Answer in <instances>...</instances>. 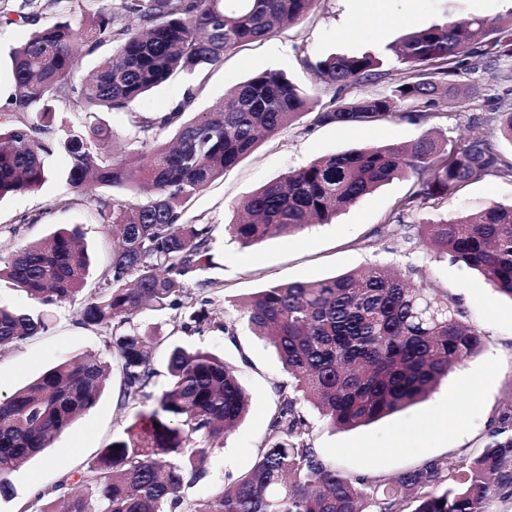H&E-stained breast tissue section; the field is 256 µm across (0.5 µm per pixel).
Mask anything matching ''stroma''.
<instances>
[{
  "label": "stroma",
  "mask_w": 512,
  "mask_h": 512,
  "mask_svg": "<svg viewBox=\"0 0 512 512\" xmlns=\"http://www.w3.org/2000/svg\"><path fill=\"white\" fill-rule=\"evenodd\" d=\"M21 0H0V104L11 92L12 48L24 43L31 27L17 17ZM391 17L380 23L366 0H315L308 14L293 25H283L267 38L227 52L222 64L203 73H180L155 88L130 109L105 113L116 135L115 156L133 148L136 126L156 115L183 110L185 117L219 103L226 90L252 73L282 70L307 87L315 110L364 94L383 92L385 83H353L344 88L320 82L310 65L331 54L376 53L411 30L475 16L505 24L512 21V0H388ZM454 82L462 97L440 104L438 115L424 124L406 119L409 104L398 105L394 117L377 123L317 125L304 115L296 125L260 141L236 166L225 171L195 196L186 217L212 227L210 287L190 280L185 303L226 308L234 321L232 334L216 329L185 334L174 310H145L141 327H159L153 361L164 369L168 348L178 342L211 351L236 367L252 395L250 413L224 447L209 459L206 477L194 488L207 496L215 485L248 471L258 448L264 446L278 406V391L286 376L272 347L251 333L246 319L233 306L261 288L295 281L338 276L381 265L406 268L416 265L424 282L454 298L465 322L484 336L481 353L453 368L428 399L375 423L353 430L331 428L316 410L307 439L319 458L354 475L384 478L416 468L430 460L447 461L456 468L466 457L483 451L488 435L512 400V300L495 292L477 272L432 251L413 248L403 230L389 224L395 202L411 188L400 178L378 188L338 213L328 224L306 228L295 235L276 236L244 246L233 240L225 226L235 219L234 207L269 181L302 167L315 158L367 146L403 144L425 129L441 131L450 149L461 148L471 135L501 144L500 105L512 104V84L503 82L499 68L458 69ZM202 90L186 100L193 85ZM492 203L512 204V178L487 175L462 188L425 220L451 218ZM80 226L91 257L88 286L97 285L112 257V234L101 224L86 196L51 180L38 189L0 199V255L8 256L24 243L45 238L55 230ZM80 300L54 307L46 333L0 352V398L11 395L60 359L84 352L111 358L104 328L82 324ZM122 377L112 370L107 388L96 406L58 435L44 453L30 460L11 477V498H0V512H18L36 494L60 498L56 486L64 472L95 459L135 418L150 412L154 403L142 398L122 401Z\"/></svg>",
  "instance_id": "stroma-1"
}]
</instances>
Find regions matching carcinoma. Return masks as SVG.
Wrapping results in <instances>:
<instances>
[{
    "label": "carcinoma",
    "instance_id": "cac0c4a2",
    "mask_svg": "<svg viewBox=\"0 0 512 512\" xmlns=\"http://www.w3.org/2000/svg\"><path fill=\"white\" fill-rule=\"evenodd\" d=\"M117 0L78 24L71 0H53L58 20H41L34 0L19 17L33 26L11 52L12 92L0 108V199L38 188L53 175L48 158L67 153L73 189L88 192L101 223L118 236L110 267L80 308L82 323L110 331L125 400L155 398L82 471L67 472L79 493L65 512H488L491 499H512V407L484 451L450 470L441 461L369 480L322 462L309 446L308 402L333 427L353 429L424 401L456 365L484 347L481 332L462 320L456 302L410 282V273L378 265L330 278L263 288L237 304L253 333L275 348L288 376L264 447L251 468L203 498L189 494L206 477L204 462L245 419L250 395L237 370L199 348L173 346L167 383L154 392L155 336L135 322L146 304L183 307L185 279L210 268L209 224L181 221L191 199L249 154L262 136L289 127L311 108L307 89L280 70H262L230 89L224 101L187 120L169 112L140 126L172 140L153 141L148 161L108 152L111 129L89 115L129 108L176 73L213 66L224 54L260 41L283 21L296 22L313 0ZM132 14L141 29L114 28ZM114 44L89 79L76 78V51ZM512 60V22L474 17L465 25H433L405 35L389 52L331 55L316 62L323 81L387 80L383 94H366L317 112V125L353 126L387 119L409 102L408 118L427 120L442 99L456 98L450 80L460 67L479 70ZM72 88L79 128L58 122L55 92ZM428 133L408 144L355 149L317 158L268 182L239 205L246 219L225 227L248 246L272 235H293L336 214L395 178L413 176L388 223L481 273L512 299V205L420 224L406 219L434 208L484 175L512 178V162L484 138L451 152ZM118 191L108 203L90 186ZM416 231L410 235V231ZM74 226L22 246L0 260L8 280L43 306L82 290L90 261ZM47 312L0 307V350L49 329ZM232 331L223 312L200 308L181 325ZM108 361L94 354L60 360L29 384L0 399V497L9 477L92 409L106 386ZM21 512H58L38 494Z\"/></svg>",
    "mask_w": 512,
    "mask_h": 512
}]
</instances>
